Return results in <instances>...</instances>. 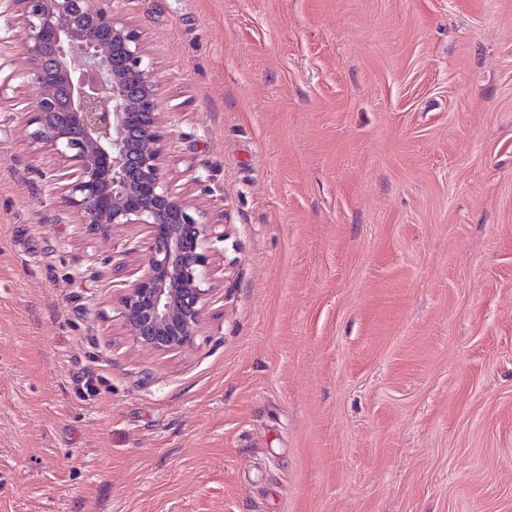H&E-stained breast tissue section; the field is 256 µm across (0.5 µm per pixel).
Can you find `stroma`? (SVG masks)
I'll use <instances>...</instances> for the list:
<instances>
[{
    "mask_svg": "<svg viewBox=\"0 0 512 512\" xmlns=\"http://www.w3.org/2000/svg\"><path fill=\"white\" fill-rule=\"evenodd\" d=\"M125 9L228 237L143 350L0 87V512H512V0Z\"/></svg>",
    "mask_w": 512,
    "mask_h": 512,
    "instance_id": "stroma-1",
    "label": "stroma"
}]
</instances>
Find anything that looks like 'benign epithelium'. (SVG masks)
<instances>
[{
  "label": "benign epithelium",
  "mask_w": 512,
  "mask_h": 512,
  "mask_svg": "<svg viewBox=\"0 0 512 512\" xmlns=\"http://www.w3.org/2000/svg\"><path fill=\"white\" fill-rule=\"evenodd\" d=\"M126 2L0 0V71L19 24L29 66L11 76L41 89L25 106L23 136L58 159L44 177L76 223L104 238L127 225L145 233L143 273L120 284L119 314L141 348L162 354L198 336L225 230L168 177L162 79Z\"/></svg>",
  "instance_id": "1"
}]
</instances>
